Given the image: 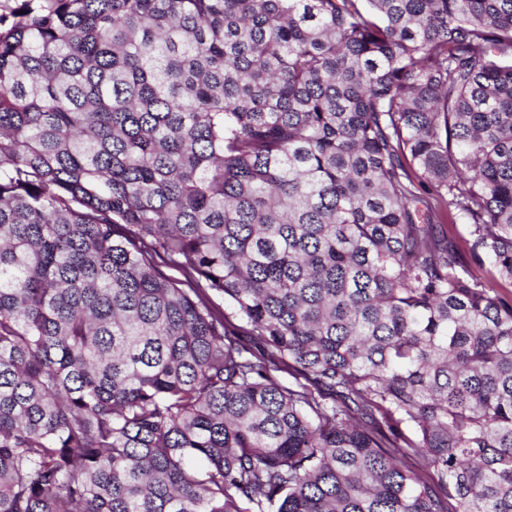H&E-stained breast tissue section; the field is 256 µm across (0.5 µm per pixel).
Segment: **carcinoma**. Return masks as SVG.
Returning <instances> with one entry per match:
<instances>
[{
	"label": "carcinoma",
	"instance_id": "obj_1",
	"mask_svg": "<svg viewBox=\"0 0 512 512\" xmlns=\"http://www.w3.org/2000/svg\"><path fill=\"white\" fill-rule=\"evenodd\" d=\"M0 512H512V0H0Z\"/></svg>",
	"mask_w": 512,
	"mask_h": 512
}]
</instances>
